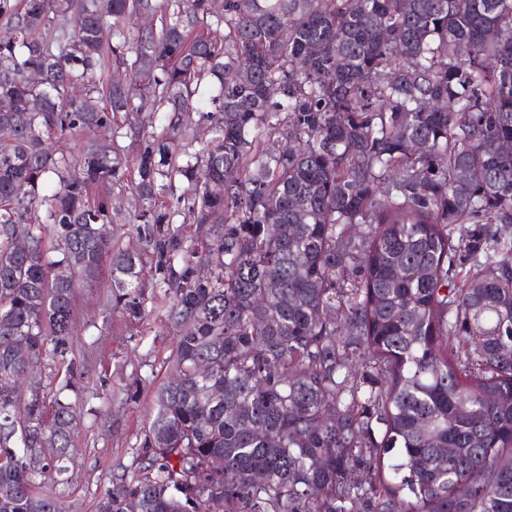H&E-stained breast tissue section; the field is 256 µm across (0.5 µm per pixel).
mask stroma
<instances>
[{"instance_id":"stroma-1","label":"stroma","mask_w":512,"mask_h":512,"mask_svg":"<svg viewBox=\"0 0 512 512\" xmlns=\"http://www.w3.org/2000/svg\"><path fill=\"white\" fill-rule=\"evenodd\" d=\"M108 281V272H101L96 283L76 288L73 299L78 340L69 355L90 369L83 387L93 411L81 416L75 430L70 482L45 479L65 512H97L113 478L138 469L155 394L174 349L173 331L161 314L132 321L107 305Z\"/></svg>"}]
</instances>
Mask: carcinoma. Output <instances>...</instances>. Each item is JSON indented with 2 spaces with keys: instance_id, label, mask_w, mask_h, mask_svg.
Listing matches in <instances>:
<instances>
[{
  "instance_id": "1",
  "label": "carcinoma",
  "mask_w": 512,
  "mask_h": 512,
  "mask_svg": "<svg viewBox=\"0 0 512 512\" xmlns=\"http://www.w3.org/2000/svg\"><path fill=\"white\" fill-rule=\"evenodd\" d=\"M0 20V512H64L40 479L87 404L74 288L105 266L175 349L99 512H512V0Z\"/></svg>"
}]
</instances>
